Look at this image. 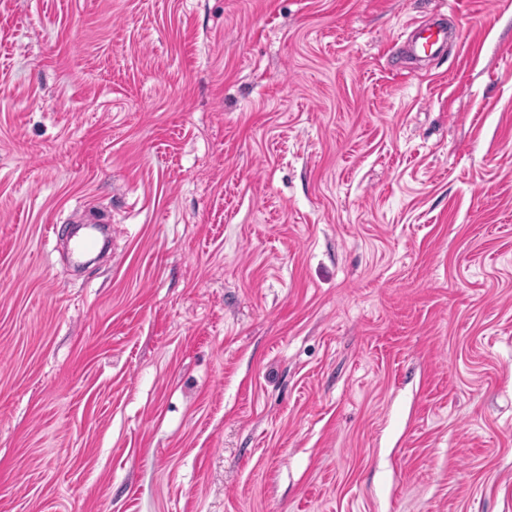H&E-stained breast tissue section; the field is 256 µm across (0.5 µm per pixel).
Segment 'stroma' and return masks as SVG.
<instances>
[{
	"mask_svg": "<svg viewBox=\"0 0 512 512\" xmlns=\"http://www.w3.org/2000/svg\"><path fill=\"white\" fill-rule=\"evenodd\" d=\"M0 512H512V0H0ZM419 40H421V50L426 54L427 57L430 58L431 56L436 54V51L432 52L435 46H437L438 44L442 45L447 42L448 30L438 20L429 22L418 27L416 38L410 46V51L414 54H416L417 52Z\"/></svg>",
	"mask_w": 512,
	"mask_h": 512,
	"instance_id": "obj_1",
	"label": "stroma"
}]
</instances>
